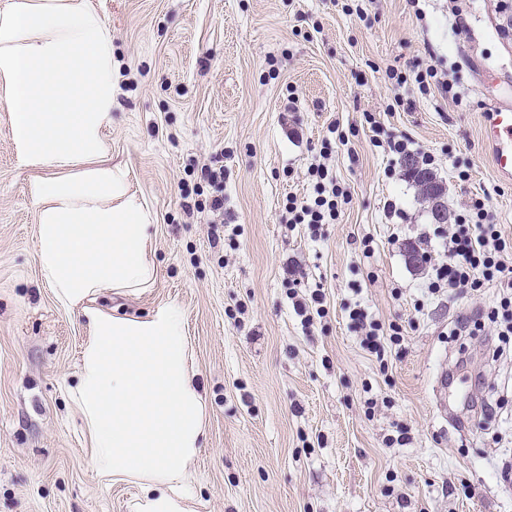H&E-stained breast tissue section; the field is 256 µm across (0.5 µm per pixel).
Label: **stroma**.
<instances>
[{
    "mask_svg": "<svg viewBox=\"0 0 512 512\" xmlns=\"http://www.w3.org/2000/svg\"><path fill=\"white\" fill-rule=\"evenodd\" d=\"M345 2L93 0L117 63L106 159L155 214L157 271L151 288L94 304L185 314L206 410L191 512H512V352L495 356L494 324L458 331L498 291L426 296L455 226L433 223L369 126L434 155L449 215L487 197L512 241V179L483 136L484 112L512 102V0H365L359 15ZM429 66L466 105L436 90L395 103L388 69ZM332 125L346 140L328 163L351 200L319 230L283 223ZM32 176L0 111V512H131L135 487L98 478L68 396L89 330L40 276ZM411 244L428 263L412 266ZM316 290L325 314L302 325L292 300ZM357 304L400 324L402 342L367 352ZM445 361L458 366L452 420L435 399Z\"/></svg>",
    "mask_w": 512,
    "mask_h": 512,
    "instance_id": "1",
    "label": "stroma"
}]
</instances>
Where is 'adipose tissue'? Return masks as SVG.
Returning <instances> with one entry per match:
<instances>
[{
    "label": "adipose tissue",
    "instance_id": "adipose-tissue-1",
    "mask_svg": "<svg viewBox=\"0 0 512 512\" xmlns=\"http://www.w3.org/2000/svg\"><path fill=\"white\" fill-rule=\"evenodd\" d=\"M116 66L112 32L90 0H0V110L19 161L38 173V263L56 303L91 333L70 398L107 482L136 485L135 512H188L205 406L187 322L173 305L145 317L90 305L109 289L152 287L154 213L129 171L107 164Z\"/></svg>",
    "mask_w": 512,
    "mask_h": 512
}]
</instances>
